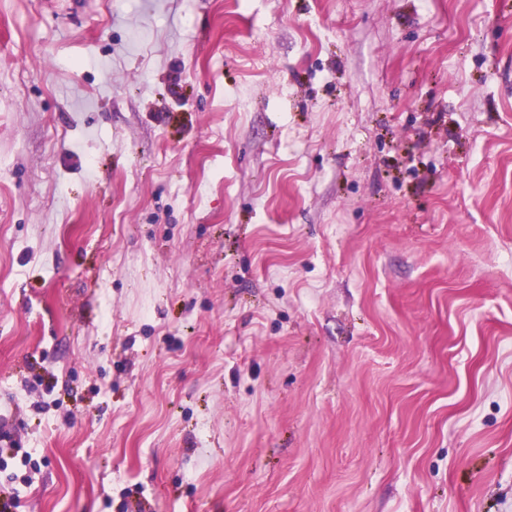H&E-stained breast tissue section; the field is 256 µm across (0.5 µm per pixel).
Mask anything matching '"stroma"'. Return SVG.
<instances>
[{
    "mask_svg": "<svg viewBox=\"0 0 512 512\" xmlns=\"http://www.w3.org/2000/svg\"><path fill=\"white\" fill-rule=\"evenodd\" d=\"M16 512H512V0H0Z\"/></svg>",
    "mask_w": 512,
    "mask_h": 512,
    "instance_id": "35a3bbf8",
    "label": "stroma"
}]
</instances>
